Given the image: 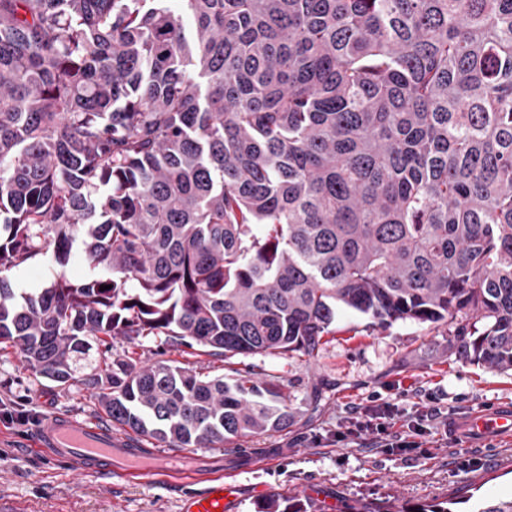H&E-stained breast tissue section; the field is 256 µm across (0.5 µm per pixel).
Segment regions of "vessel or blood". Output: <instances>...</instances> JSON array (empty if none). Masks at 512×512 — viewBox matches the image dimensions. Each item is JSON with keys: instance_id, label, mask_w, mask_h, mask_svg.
Returning <instances> with one entry per match:
<instances>
[{"instance_id": "vessel-or-blood-1", "label": "vessel or blood", "mask_w": 512, "mask_h": 512, "mask_svg": "<svg viewBox=\"0 0 512 512\" xmlns=\"http://www.w3.org/2000/svg\"><path fill=\"white\" fill-rule=\"evenodd\" d=\"M465 432L471 438L497 435L512 440V408L472 411ZM33 446L51 458L65 460L80 473L105 472L148 483L158 472H167L174 480L204 487L202 493L183 502L181 512H228L233 486L225 482L223 471L195 461L171 465L164 455L130 447L126 440L89 421L71 417L52 419Z\"/></svg>"}]
</instances>
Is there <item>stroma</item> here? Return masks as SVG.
Wrapping results in <instances>:
<instances>
[{
  "label": "stroma",
  "mask_w": 512,
  "mask_h": 512,
  "mask_svg": "<svg viewBox=\"0 0 512 512\" xmlns=\"http://www.w3.org/2000/svg\"><path fill=\"white\" fill-rule=\"evenodd\" d=\"M60 272L82 281L92 269L79 256L60 264L50 255L6 277L23 296L41 291ZM94 356L101 362L169 360L228 380L249 372L280 386L291 421L280 431L177 452L113 423L85 381L61 386L39 377L14 348L0 344V409L26 417L22 424L0 419V494L25 501L29 512H180L182 500L199 491L162 480L143 485L74 474L68 463L32 448L39 428L54 416L95 422L149 452L197 455L223 466L239 487L231 512H254L255 502L273 493L307 496L331 505V512H371L388 501L413 506L449 499L464 500L466 512H472L475 503L512 497V441L485 437L466 446L446 429L448 419L512 404V371L458 359L448 349L445 323L399 320L381 327L345 311L312 358L291 352L224 359L199 346L174 348L160 336L131 343L117 338ZM429 401L441 415L430 422L421 450L403 454L378 447L372 434L349 433L355 409L389 402L417 416Z\"/></svg>",
  "instance_id": "35a3bbf8"
}]
</instances>
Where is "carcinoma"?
I'll list each match as a JSON object with an SVG mask.
<instances>
[{"label": "carcinoma", "mask_w": 512, "mask_h": 512, "mask_svg": "<svg viewBox=\"0 0 512 512\" xmlns=\"http://www.w3.org/2000/svg\"><path fill=\"white\" fill-rule=\"evenodd\" d=\"M76 248L97 275L1 276ZM346 310L473 318L449 348L512 370V0H0L1 344L212 448L288 427L278 385L92 342L312 358Z\"/></svg>", "instance_id": "1"}]
</instances>
